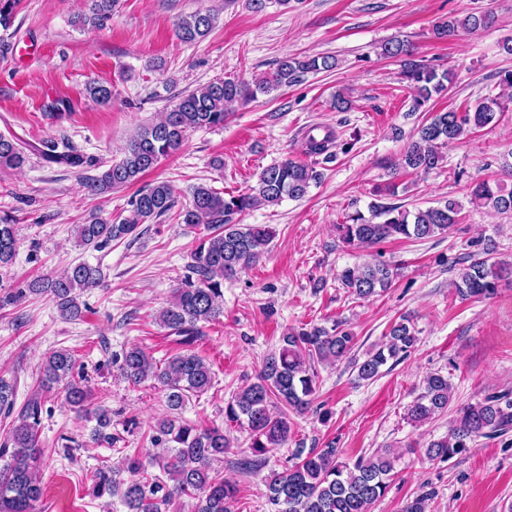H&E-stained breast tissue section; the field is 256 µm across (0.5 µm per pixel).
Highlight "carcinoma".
<instances>
[{
    "instance_id": "cac0c4a2",
    "label": "carcinoma",
    "mask_w": 512,
    "mask_h": 512,
    "mask_svg": "<svg viewBox=\"0 0 512 512\" xmlns=\"http://www.w3.org/2000/svg\"><path fill=\"white\" fill-rule=\"evenodd\" d=\"M20 0H0V28L8 29ZM116 0H86V10L78 22L91 28L101 27L112 17ZM217 17L196 11L179 18L175 36L183 43H196L214 29ZM495 23V15L471 13L462 19L450 18L434 27V35L444 39L457 35L459 29L475 32ZM381 55L403 63L402 75L414 92V109L430 100L432 94L446 89L450 73L416 59L412 44L393 38L381 47ZM334 55L286 56L276 68L250 83L216 78L182 96L156 121L140 127L131 138L123 158L88 178L86 189L103 194L114 188L140 180L164 158L183 144L188 134L202 128L222 127L227 107L246 104L259 94L288 87L308 74L336 69ZM86 93L100 104L112 100V87L91 83ZM512 101L501 97L485 98L463 112H439L418 129L412 141L394 164L405 172L428 173L442 167V149L469 131L483 128L509 109ZM336 141L335 132L327 129L320 138H306V153L317 157L328 153ZM48 163L79 167L84 157L59 150L55 141L31 147ZM28 161L26 148L13 137L0 134V168L21 169ZM320 173L313 165L290 158L275 162L259 173L255 186L239 194L223 196L213 188L199 184L191 189V199L182 213L184 224H204L208 233L199 237L190 252L186 275L176 289L173 300L157 316L159 325L191 344L200 325L224 315V281L252 267L268 251L271 228L265 224H240L237 216L263 206L277 205L284 199L305 197ZM471 201L498 214H512V189L499 182L483 180L471 190ZM172 186L158 181L139 190L129 202L128 215L112 222L97 215L75 225L76 243L81 247L103 249L111 242L135 234L140 225L154 221L175 207ZM461 205L447 200L437 206L414 211L394 205L372 203L369 215L357 210L336 225L338 237L346 246H374L388 238L402 236L421 240L447 232L457 223ZM18 245L17 225L0 216V280L8 276ZM397 271L384 261L348 266L336 279L350 295L365 299L385 291ZM497 264L488 257H477L453 282L457 296L481 300L496 292L499 278ZM101 281V270L88 262L71 265L54 276H39L4 294L0 293V311L14 307L31 295H46L56 304L60 316L77 319L82 314L79 299ZM350 331L335 325L331 329L313 326L282 336L278 351L270 354L256 378L242 387L226 403L224 414L231 422L249 431L251 457L241 462L246 469L266 463L267 454L288 442L291 432L289 412L303 413L317 392L316 364L341 359L355 346ZM418 341L411 320L403 316L389 331L387 340L354 361L357 380L377 377L390 360H400L415 348ZM123 376L134 384L148 378L156 380L166 391V403L173 416L156 426L151 443L156 452L148 461L128 456L122 466L129 477L121 479L112 469L94 475L93 494L116 497L126 512H169L181 497L196 500L195 512H233L237 489L224 480L214 463L230 447L229 438L220 427H202L181 420L177 413L190 397L208 391L213 384L210 365L200 356L186 352L160 363L139 346H130L117 357ZM76 361L71 352L57 349L43 362L36 390L21 407H16L17 383L0 377V415L12 419L9 435L0 446V512H34L43 496L37 477L42 451L38 431L44 399L55 385L64 383V402L77 412L93 411L95 437L107 444L116 442L108 433L112 426L109 410L90 409L92 394L85 378L75 377ZM450 385L440 373L428 375L422 391L408 408L411 420L422 422L448 410ZM512 429V394L493 393L483 400L457 410L448 437L432 441L425 454L431 461L446 463L467 453L480 438L499 437ZM295 462L285 471L272 473L266 482V497L273 512H370L372 505L385 496L392 480L390 453L376 452L353 464L339 460V450L328 443L323 448L295 449ZM156 467L157 474L148 472ZM433 492L422 490L407 502L403 512H426Z\"/></svg>"
}]
</instances>
